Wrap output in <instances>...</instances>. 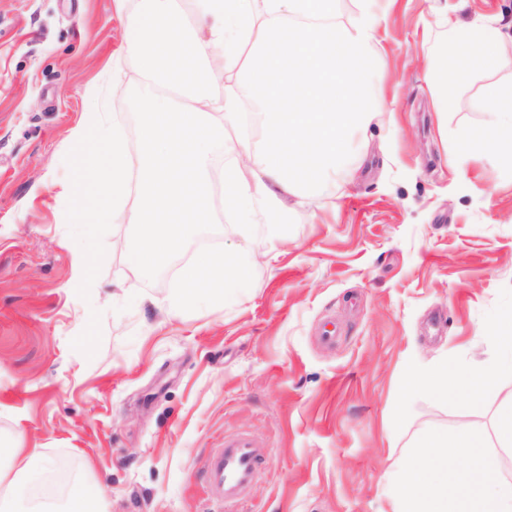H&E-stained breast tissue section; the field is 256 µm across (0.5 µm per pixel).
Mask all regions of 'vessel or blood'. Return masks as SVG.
I'll list each match as a JSON object with an SVG mask.
<instances>
[{
    "mask_svg": "<svg viewBox=\"0 0 512 512\" xmlns=\"http://www.w3.org/2000/svg\"><path fill=\"white\" fill-rule=\"evenodd\" d=\"M257 440L247 435L226 438L207 460L205 495L226 504L243 502L260 467Z\"/></svg>",
    "mask_w": 512,
    "mask_h": 512,
    "instance_id": "b4317fda",
    "label": "vessel or blood"
}]
</instances>
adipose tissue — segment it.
<instances>
[{
  "label": "adipose tissue",
  "instance_id": "adipose-tissue-1",
  "mask_svg": "<svg viewBox=\"0 0 512 512\" xmlns=\"http://www.w3.org/2000/svg\"><path fill=\"white\" fill-rule=\"evenodd\" d=\"M175 2L141 0L128 17L125 55L153 115L135 144H128L120 125L96 116L70 131L73 141L92 131L107 144L111 166L100 190L112 209L99 219L138 226L125 254L140 268L160 266L181 252L190 225L210 214L209 162L218 146L226 159V211L242 225L263 215L270 239L279 238L290 207L335 179L350 134L371 120L364 98L375 69L373 48L396 0H356L344 26L334 20L335 0H199L191 22L180 17ZM422 35L444 40L425 71L440 112L448 108L449 87L465 83L474 64L497 66L512 50V33L493 17L463 24L443 11L424 24ZM221 68L234 78L216 97L214 73ZM483 97L481 127L462 130L459 139L512 165V80L489 84ZM247 101L256 106V133L238 137L234 131ZM258 251L249 241L230 257L194 254L180 271L172 312L223 303L225 281L246 280ZM495 332V360L474 359L461 369L444 360L411 364L405 396L424 390L444 396L452 387L475 396L512 377V313ZM422 445L423 454L393 479L392 512H512V480L495 479L499 459L479 436L432 432ZM461 456L472 457L473 470L457 494L429 483V475L447 471Z\"/></svg>",
  "mask_w": 512,
  "mask_h": 512
}]
</instances>
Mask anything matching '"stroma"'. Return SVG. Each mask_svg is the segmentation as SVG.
<instances>
[{"mask_svg": "<svg viewBox=\"0 0 512 512\" xmlns=\"http://www.w3.org/2000/svg\"><path fill=\"white\" fill-rule=\"evenodd\" d=\"M457 2L397 0L384 18L373 118L335 207L296 208L223 304L172 316L193 254L241 249L223 204L143 270L124 258L134 225L83 231L65 194L79 180L87 212L112 205L98 191L107 145L69 131L101 111L136 139L139 74L121 53L139 0H0L1 472L17 473L8 447L37 446L58 496L85 482L99 512H209L206 458L247 433L264 456L239 512H391L389 477L426 433L473 431L496 448L512 379L477 398L402 397L410 364L495 359L512 312V168L457 140L512 58L474 67L440 117L424 80L436 44L423 23Z\"/></svg>", "mask_w": 512, "mask_h": 512, "instance_id": "35a3bbf8", "label": "stroma"}]
</instances>
